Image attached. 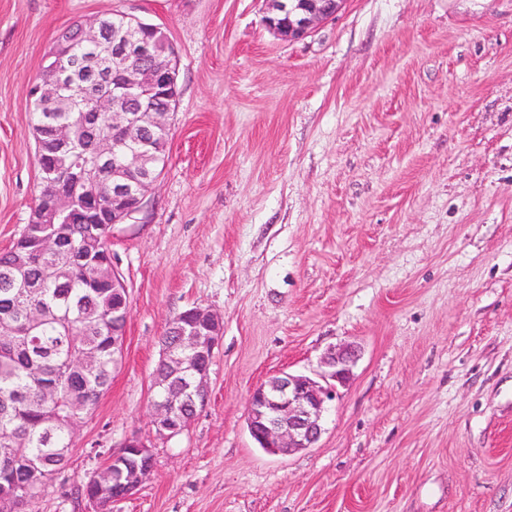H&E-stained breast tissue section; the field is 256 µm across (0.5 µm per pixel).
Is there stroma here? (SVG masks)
<instances>
[{"mask_svg":"<svg viewBox=\"0 0 512 512\" xmlns=\"http://www.w3.org/2000/svg\"><path fill=\"white\" fill-rule=\"evenodd\" d=\"M123 12L178 60L169 159L114 225L124 354L31 512L138 434L151 475L112 512H512V0H346L284 41L263 0H0V250L41 172L29 89L71 24ZM224 316L210 399L151 425L160 338ZM352 347L312 447L252 440L248 398ZM193 412L187 416L181 410L168 407L167 411L164 407L155 408L152 419V425L161 437L172 438L182 434L189 427L190 421L196 412L195 402H190ZM177 411L179 413H177Z\"/></svg>","mask_w":512,"mask_h":512,"instance_id":"obj_1","label":"stroma"}]
</instances>
